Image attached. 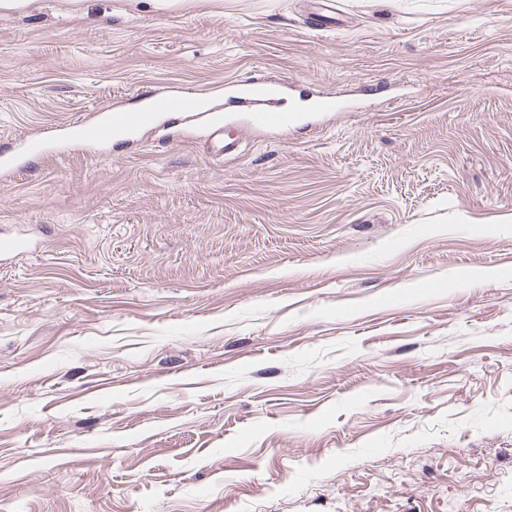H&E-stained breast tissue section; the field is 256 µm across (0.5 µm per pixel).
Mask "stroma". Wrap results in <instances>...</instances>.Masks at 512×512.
<instances>
[{"label":"stroma","mask_w":512,"mask_h":512,"mask_svg":"<svg viewBox=\"0 0 512 512\" xmlns=\"http://www.w3.org/2000/svg\"><path fill=\"white\" fill-rule=\"evenodd\" d=\"M317 7L0 9V512H512V0ZM228 92L245 98L254 107L245 117L246 124L255 131H284L299 119V112L293 109H281L268 103L274 99L276 85L263 81H229L226 83ZM192 101L181 94H164L154 98L135 112L115 109L102 112L90 120H75L65 128L68 137L85 143H104L112 140L113 135L120 137L132 135L142 129L155 126L164 114L185 112Z\"/></svg>","instance_id":"obj_1"}]
</instances>
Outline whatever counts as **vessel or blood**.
<instances>
[{"label":"vessel or blood","instance_id":"1","mask_svg":"<svg viewBox=\"0 0 512 512\" xmlns=\"http://www.w3.org/2000/svg\"><path fill=\"white\" fill-rule=\"evenodd\" d=\"M226 89L231 94L252 102L253 107L245 117L246 124L255 131H284L299 119L293 109L274 107L272 101L277 93L274 84L263 81L239 83L228 82ZM189 99L180 94H164L154 98L151 105L137 111L115 109L103 112L89 120L70 122L65 132L73 140L85 143H104L112 137L132 135L140 130L155 126L166 114L187 111Z\"/></svg>","mask_w":512,"mask_h":512}]
</instances>
